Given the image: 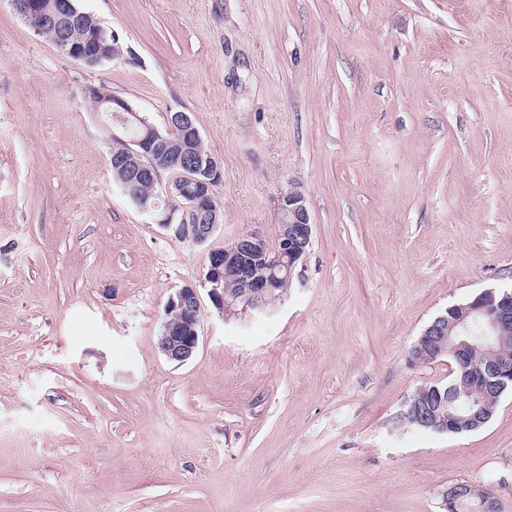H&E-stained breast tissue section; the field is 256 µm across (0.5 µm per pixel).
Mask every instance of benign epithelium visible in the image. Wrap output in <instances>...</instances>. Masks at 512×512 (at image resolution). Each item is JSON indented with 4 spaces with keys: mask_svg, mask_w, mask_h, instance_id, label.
Returning a JSON list of instances; mask_svg holds the SVG:
<instances>
[{
    "mask_svg": "<svg viewBox=\"0 0 512 512\" xmlns=\"http://www.w3.org/2000/svg\"><path fill=\"white\" fill-rule=\"evenodd\" d=\"M13 10L35 31L51 25L57 29L86 23V14L77 11L71 0H61L48 10L40 0H9ZM100 32L80 43H70L59 36L56 47L68 58L93 67L107 58ZM86 95L97 108L114 115L116 129L112 140L125 145L119 158L122 177L117 180L122 193L148 215L159 227L191 245L207 243L218 230L220 203L214 188L223 179L220 163L212 156L195 154L194 145L201 134L191 117L175 112L160 129L139 115L123 98L105 86L89 85ZM180 152H173L174 139ZM178 156L191 175L183 182H164L162 174ZM151 183L159 204L136 191ZM278 232L275 245L265 238L247 233L222 249L208 252L202 286L208 288L214 306L224 315L233 316L238 308L262 310L267 298L280 299L288 289L298 266L304 265L312 245L313 227L305 197L297 191L283 194L278 207ZM481 323V335L472 336L469 327ZM200 300L192 285L180 288L168 301L159 336V349L170 361L184 363L195 354L199 344ZM423 343L410 351L416 364H430L446 356L457 365V376L445 389L433 385L435 399L429 404L410 403L414 423L438 433L474 432L493 416L504 391L512 386V353L505 347L512 343V290L489 288L469 303H459L437 316L421 335ZM481 347L488 358L469 363L470 350ZM471 399L465 415L456 412L462 398ZM448 512H461L469 502L477 503L478 512H499L498 502L487 493L476 496L468 484H456L442 494Z\"/></svg>",
    "mask_w": 512,
    "mask_h": 512,
    "instance_id": "1",
    "label": "benign epithelium"
}]
</instances>
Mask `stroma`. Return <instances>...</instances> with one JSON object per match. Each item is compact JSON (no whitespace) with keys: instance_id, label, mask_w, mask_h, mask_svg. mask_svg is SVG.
I'll return each mask as SVG.
<instances>
[{"instance_id":"stroma-1","label":"stroma","mask_w":512,"mask_h":512,"mask_svg":"<svg viewBox=\"0 0 512 512\" xmlns=\"http://www.w3.org/2000/svg\"><path fill=\"white\" fill-rule=\"evenodd\" d=\"M120 38L94 67L0 0V512H512V389L482 429L400 423L447 359L409 351L448 306L512 289V0H75ZM102 85L220 162L194 246L112 175ZM302 192L303 267L226 318L209 250ZM199 289V345L158 347ZM200 300L196 286L180 288L168 301L159 349L170 361L184 363L199 344ZM444 505L448 512H474L472 510L461 511L469 502L477 503V511L480 512H498V502L490 493L476 497V493L468 484H456L449 487L442 494ZM477 498V499H476ZM472 503V505H476Z\"/></svg>"}]
</instances>
